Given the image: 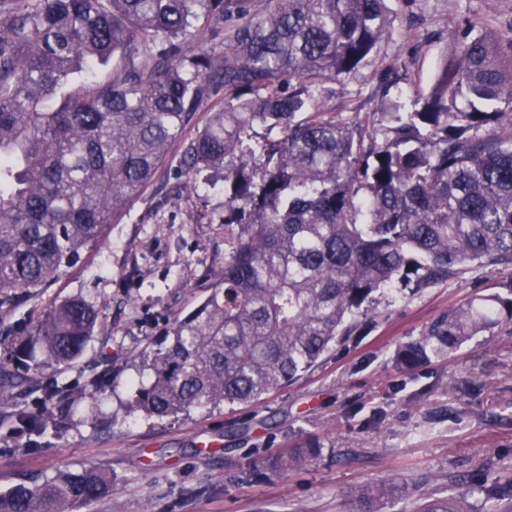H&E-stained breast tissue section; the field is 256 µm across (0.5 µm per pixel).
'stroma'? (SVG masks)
<instances>
[{
	"instance_id": "1",
	"label": "stroma",
	"mask_w": 512,
	"mask_h": 512,
	"mask_svg": "<svg viewBox=\"0 0 512 512\" xmlns=\"http://www.w3.org/2000/svg\"><path fill=\"white\" fill-rule=\"evenodd\" d=\"M389 35L328 101L347 118L428 91L453 38L471 26H512V0H387ZM173 147L152 184L103 241L86 250L36 302L94 301L100 323L82 355L29 371L17 402L0 406V490L93 466L111 492L83 512H346L361 489L374 512H411L403 486L464 494L467 475L512 473V335L480 336L412 377L398 345L476 294L507 293L512 275L483 268L406 299L380 296L366 333L325 354L294 383L247 405L194 408L171 417L131 412L138 355L174 317L209 294L224 266V188L183 186ZM103 379L106 397L92 396ZM469 391H461V384ZM56 401H46L47 388ZM35 416L36 434L15 411ZM317 445L285 471L269 458Z\"/></svg>"
}]
</instances>
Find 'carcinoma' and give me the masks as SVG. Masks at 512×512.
I'll list each match as a JSON object with an SVG mask.
<instances>
[{
  "label": "carcinoma",
  "instance_id": "cac0c4a2",
  "mask_svg": "<svg viewBox=\"0 0 512 512\" xmlns=\"http://www.w3.org/2000/svg\"><path fill=\"white\" fill-rule=\"evenodd\" d=\"M387 24L385 0H0V317L99 244L176 143L180 175L222 174L224 268L143 363L132 408L148 416L292 382L378 315L376 293L512 270V28L458 40L412 111L336 118L324 98ZM201 35L224 51L196 49ZM111 58L110 79L70 86ZM99 319L81 297L33 306L0 335V405L17 372L77 359ZM501 333L512 289L448 309L396 363ZM111 485L95 467L20 482L0 512H79ZM481 494L423 492L416 512H512Z\"/></svg>",
  "mask_w": 512,
  "mask_h": 512
}]
</instances>
